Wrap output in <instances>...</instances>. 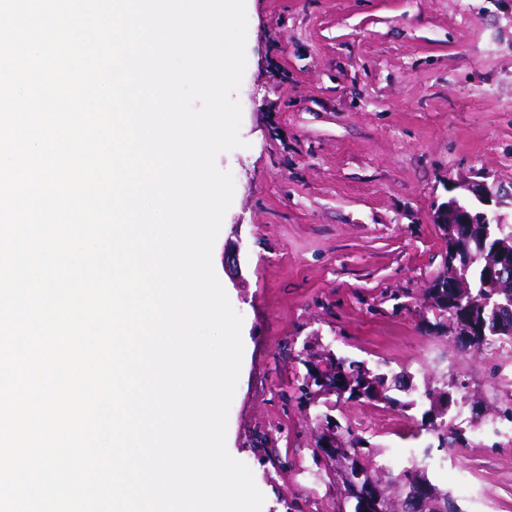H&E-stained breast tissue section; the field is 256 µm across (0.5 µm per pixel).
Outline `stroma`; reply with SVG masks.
Segmentation results:
<instances>
[{
  "mask_svg": "<svg viewBox=\"0 0 512 512\" xmlns=\"http://www.w3.org/2000/svg\"><path fill=\"white\" fill-rule=\"evenodd\" d=\"M243 147L220 154L234 198L213 266L243 318L226 445L264 495L262 512H352L333 475L312 476L313 426L291 393L305 367L286 343L320 333L336 353L422 378L454 356L486 391L491 369L425 330L422 290L446 251L434 222L470 182L512 191V0H246ZM239 248L240 276L224 254ZM405 307L394 310L392 295ZM341 425L383 456L403 453L406 412L341 401ZM280 465L251 442L276 426ZM483 512H512V448L471 445Z\"/></svg>",
  "mask_w": 512,
  "mask_h": 512,
  "instance_id": "stroma-1",
  "label": "stroma"
}]
</instances>
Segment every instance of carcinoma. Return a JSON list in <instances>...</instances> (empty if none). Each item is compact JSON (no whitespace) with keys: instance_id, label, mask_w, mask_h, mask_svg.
I'll return each instance as SVG.
<instances>
[{"instance_id":"carcinoma-1","label":"carcinoma","mask_w":512,"mask_h":512,"mask_svg":"<svg viewBox=\"0 0 512 512\" xmlns=\"http://www.w3.org/2000/svg\"><path fill=\"white\" fill-rule=\"evenodd\" d=\"M446 248L444 259L458 269V277L452 279L440 271L424 289L423 298L439 297V305L432 311L433 320L426 321L430 331L438 336L451 335L454 343L463 350L475 354L501 343L512 341V288H488L487 271L482 251L496 247L512 249V224L505 233L490 228H460L452 224L440 225ZM328 368L346 388L347 399L383 402L389 407L403 411L428 406L422 412L421 426L438 435V447L463 445L467 438L464 432L452 430L447 433L448 410L454 404L449 388L461 391L466 383L448 384V374L431 372L424 378L423 386H417L413 376L402 370L394 372L380 367L370 368L363 361L344 356H330ZM472 418H504L512 421V408L496 401L482 398L471 402ZM348 448L355 457L362 459L369 476L383 484L385 493L401 500L407 490L422 486L416 500L410 501L400 512H463L457 502L448 495V489L434 483L424 464H411L396 476L375 463L380 453L379 446L371 443L361 432L348 425L342 430ZM252 447L263 450L266 460L280 461L272 444V438L264 434L255 438Z\"/></svg>"}]
</instances>
